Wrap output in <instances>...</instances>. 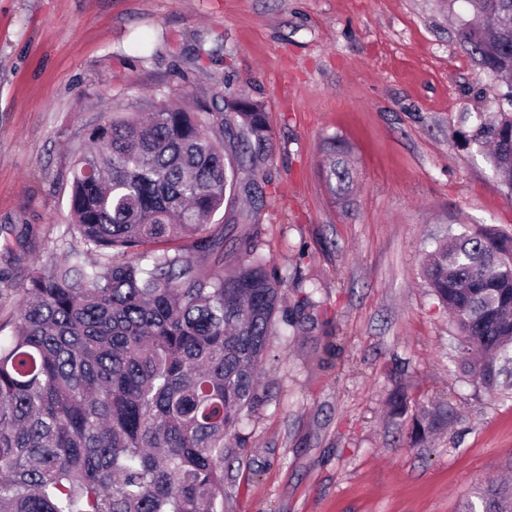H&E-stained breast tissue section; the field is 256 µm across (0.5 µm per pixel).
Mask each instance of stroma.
Returning a JSON list of instances; mask_svg holds the SVG:
<instances>
[{"instance_id": "obj_1", "label": "stroma", "mask_w": 512, "mask_h": 512, "mask_svg": "<svg viewBox=\"0 0 512 512\" xmlns=\"http://www.w3.org/2000/svg\"><path fill=\"white\" fill-rule=\"evenodd\" d=\"M465 0H0V274L61 256L73 145L104 112L208 111L242 91L272 137L258 209L213 218L224 262L259 228L315 308L278 324L261 402L239 428L224 512H458L512 483V397L473 384L424 275L449 232L512 229V199L473 135L507 88L459 33ZM353 190L327 187L328 151ZM408 411L390 418L389 391ZM456 419L412 445L413 418ZM295 278L297 281V290L301 293V297L297 299L292 309L290 314L291 318L288 320V316H286L285 322L290 326H297L298 324L300 325L303 320L307 319L305 310L311 306H314V302L312 301V288L309 291H306L305 288L302 289L303 280L301 273H295Z\"/></svg>"}]
</instances>
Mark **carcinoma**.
I'll return each mask as SVG.
<instances>
[{"instance_id": "1", "label": "carcinoma", "mask_w": 512, "mask_h": 512, "mask_svg": "<svg viewBox=\"0 0 512 512\" xmlns=\"http://www.w3.org/2000/svg\"><path fill=\"white\" fill-rule=\"evenodd\" d=\"M466 2L460 35L512 106V0ZM216 128L239 153L226 154ZM475 140L512 197V109ZM87 141L74 153L67 228L82 250L3 281L19 308L0 340V512H224V460L259 401L288 286L257 254L256 232L224 267L210 224L239 167L269 152L262 103L240 91L222 112L107 113ZM326 164L329 187L348 190L347 161L333 149ZM423 272L452 317L461 365L497 390L512 362V233L452 235ZM295 278L291 326L314 305ZM452 419L449 408L423 412L411 439ZM458 512H512V491L484 487Z\"/></svg>"}]
</instances>
